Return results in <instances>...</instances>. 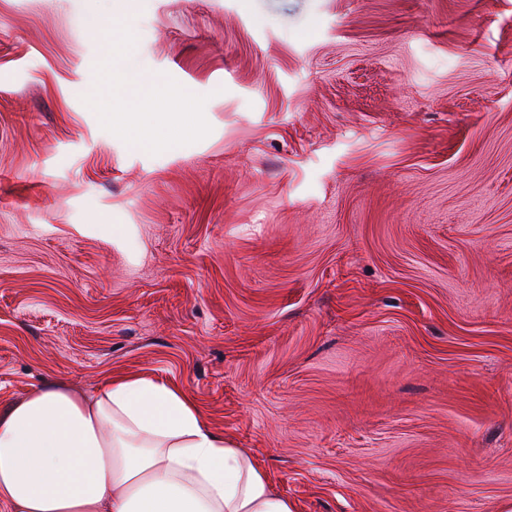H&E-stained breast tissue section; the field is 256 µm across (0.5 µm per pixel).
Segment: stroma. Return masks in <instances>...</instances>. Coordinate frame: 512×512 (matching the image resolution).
<instances>
[{"label": "stroma", "instance_id": "1", "mask_svg": "<svg viewBox=\"0 0 512 512\" xmlns=\"http://www.w3.org/2000/svg\"><path fill=\"white\" fill-rule=\"evenodd\" d=\"M115 374L295 512H512V0H0V409ZM101 108L112 120L113 127L135 143L154 144L158 133L164 129L174 131L180 137L193 135L196 131L191 112H112L110 100L103 101Z\"/></svg>", "mask_w": 512, "mask_h": 512}]
</instances>
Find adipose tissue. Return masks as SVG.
<instances>
[{
  "label": "adipose tissue",
  "mask_w": 512,
  "mask_h": 512,
  "mask_svg": "<svg viewBox=\"0 0 512 512\" xmlns=\"http://www.w3.org/2000/svg\"><path fill=\"white\" fill-rule=\"evenodd\" d=\"M101 108L135 143L196 131L189 112ZM0 503L9 512H294L193 399L149 375L91 393L46 381L0 410Z\"/></svg>",
  "instance_id": "adipose-tissue-1"
}]
</instances>
